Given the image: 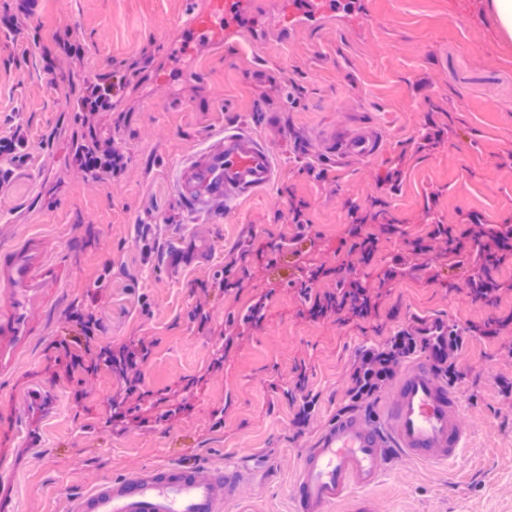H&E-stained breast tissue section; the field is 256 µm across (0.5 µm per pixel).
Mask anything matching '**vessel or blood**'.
<instances>
[{"label": "vessel or blood", "mask_w": 512, "mask_h": 512, "mask_svg": "<svg viewBox=\"0 0 512 512\" xmlns=\"http://www.w3.org/2000/svg\"><path fill=\"white\" fill-rule=\"evenodd\" d=\"M224 0L187 19L196 34L230 42L224 28ZM377 135L361 130L335 141L339 154H376ZM277 169L268 145L246 130L225 132L177 168L180 199L198 212L213 204L271 186ZM73 271L59 246L41 234L0 246V380L13 376L21 359L45 335ZM462 400L421 360L404 368L388 394L379 425L346 415L328 425L305 449L292 496L295 512H328L348 502L351 512H368L356 488L377 483L384 458L394 452L430 462L457 460L466 439L459 426ZM239 474L219 470L201 475L197 467L163 464L124 478L104 479L72 498L70 512H224Z\"/></svg>", "instance_id": "vessel-or-blood-1"}]
</instances>
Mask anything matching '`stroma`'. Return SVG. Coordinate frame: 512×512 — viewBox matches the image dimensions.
I'll return each instance as SVG.
<instances>
[{
	"instance_id": "stroma-1",
	"label": "stroma",
	"mask_w": 512,
	"mask_h": 512,
	"mask_svg": "<svg viewBox=\"0 0 512 512\" xmlns=\"http://www.w3.org/2000/svg\"><path fill=\"white\" fill-rule=\"evenodd\" d=\"M208 0H0V131L22 125L30 159L0 189V245L28 233L57 240L73 269L48 336L0 381V493L21 512H66L101 477L179 462L234 469L224 512H292L300 456L343 413L357 350L401 327L446 322L467 338L452 356L468 443L452 464L391 454L362 489L372 512H512V260L493 269L491 302L472 300L475 249L415 254L435 225L512 224V38L486 0H239L219 47L189 35ZM26 14L25 26L11 20ZM70 35L81 59L58 47ZM118 86L107 132L123 155L111 183L72 169L84 81ZM246 128L271 149L278 180L207 213L186 210L173 170L222 131ZM367 127L378 154L333 158L327 139ZM442 130L443 137L426 136ZM311 224L304 248L290 208ZM377 234L369 264L351 255V224ZM390 232H383V225ZM237 260L244 286L214 288ZM353 264L376 312L343 323L312 307L338 293ZM324 267L310 286L299 272ZM398 267L388 281L384 272ZM206 300V317L195 306ZM78 309L101 317L100 341L143 338L137 392L116 420L122 379L107 368L67 373L56 344ZM501 321L497 335L477 333ZM48 387L41 443L17 435L15 402ZM317 400L307 426L295 414Z\"/></svg>"
}]
</instances>
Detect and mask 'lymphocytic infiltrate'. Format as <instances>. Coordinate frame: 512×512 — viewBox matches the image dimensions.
<instances>
[{"label": "lymphocytic infiltrate", "mask_w": 512, "mask_h": 512, "mask_svg": "<svg viewBox=\"0 0 512 512\" xmlns=\"http://www.w3.org/2000/svg\"><path fill=\"white\" fill-rule=\"evenodd\" d=\"M112 77L99 75L86 84L77 99L78 120L88 127L91 135L78 143L74 152V171L86 181L104 184L111 180L120 168L121 156L113 148L112 140L100 136L112 112ZM431 240L443 242L448 252L460 254L466 240L481 243L485 266L496 267L512 257V225L501 224L495 228L473 225L464 238L452 237L445 225H437L430 234ZM375 305L372 296L358 280L345 279L338 294L328 296L325 302L316 304L313 316L323 319L349 315L355 318H368ZM70 321L80 326L82 335L77 338V352L71 353L69 370H96L99 366L113 368L128 385H135L139 369L148 353L145 341H137L119 350L100 345L95 340L99 320L94 312L76 310L69 316ZM463 342L459 333L450 336H433L424 328L407 326L397 331L380 346L367 347L358 352L348 369L349 409H371L394 378L400 363L414 356L418 351L431 349L437 360L436 373L444 380H455L453 365L448 362V352L458 349Z\"/></svg>", "instance_id": "obj_1"}]
</instances>
